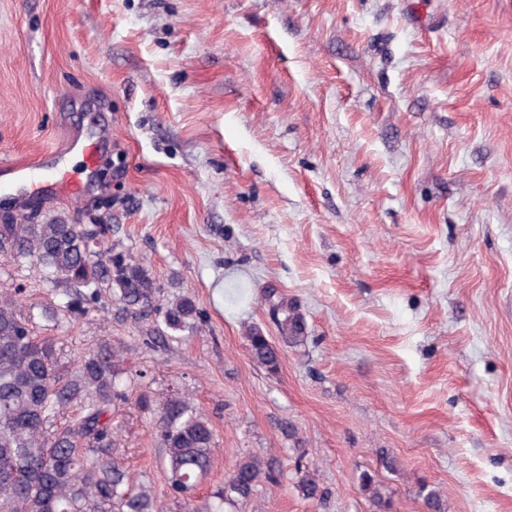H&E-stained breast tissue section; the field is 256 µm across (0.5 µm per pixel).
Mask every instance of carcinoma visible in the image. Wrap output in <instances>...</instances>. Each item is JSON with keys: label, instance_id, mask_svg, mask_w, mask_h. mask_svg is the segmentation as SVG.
I'll list each match as a JSON object with an SVG mask.
<instances>
[{"label": "carcinoma", "instance_id": "obj_1", "mask_svg": "<svg viewBox=\"0 0 512 512\" xmlns=\"http://www.w3.org/2000/svg\"><path fill=\"white\" fill-rule=\"evenodd\" d=\"M107 228L69 224H0V254L16 262L32 260L45 272L55 301L51 319L77 321L100 307L102 293L141 317L158 315L157 335H175L195 328L201 311L194 297L183 295L159 305L161 287L141 260L102 244ZM261 301L272 311L282 342L303 344L307 326L292 300L276 288H263ZM251 360L270 374L281 369L282 349L262 328L246 330ZM120 348L89 350L72 369L59 372L55 339L38 336L21 312L18 300L0 295V512H161L146 486L128 485L127 472L112 458V407L129 397L135 380L122 379ZM138 406L158 414V442L164 449L169 485L182 512H196L193 494L211 469L216 449L209 421L191 399L179 392L156 397L138 392ZM71 417L64 426L58 418ZM270 459L248 454L235 464L217 492L219 504L250 500L267 484H277ZM378 512H391L392 501L375 476H360ZM294 486L305 500L322 501L321 486L302 457L295 462ZM429 512H447L439 492L423 488Z\"/></svg>", "mask_w": 512, "mask_h": 512}]
</instances>
